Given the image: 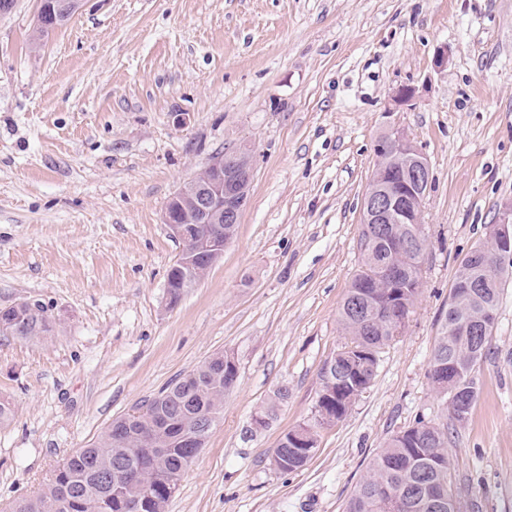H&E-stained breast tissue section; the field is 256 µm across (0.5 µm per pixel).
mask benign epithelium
I'll return each instance as SVG.
<instances>
[{"label": "benign epithelium", "instance_id": "benign-epithelium-1", "mask_svg": "<svg viewBox=\"0 0 512 512\" xmlns=\"http://www.w3.org/2000/svg\"><path fill=\"white\" fill-rule=\"evenodd\" d=\"M400 152L410 156L413 171L406 175L405 188L417 199L423 198L424 178L429 173V163L406 134L393 128L376 147V164L385 155ZM249 151L235 149L224 152L203 168L191 181L180 187L169 199L163 223L173 238L188 246L178 256L173 268L189 270L185 281L204 277L224 255V225L238 223L246 202L252 178L251 164L247 163ZM399 198L386 190L365 198L363 223L365 224H412V235L421 240V213L417 207L398 206ZM489 234L496 237L498 251L493 265L512 263V203L504 205L498 213Z\"/></svg>", "mask_w": 512, "mask_h": 512}]
</instances>
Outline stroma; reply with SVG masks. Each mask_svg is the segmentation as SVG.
Instances as JSON below:
<instances>
[{"label": "stroma", "mask_w": 512, "mask_h": 512, "mask_svg": "<svg viewBox=\"0 0 512 512\" xmlns=\"http://www.w3.org/2000/svg\"><path fill=\"white\" fill-rule=\"evenodd\" d=\"M36 10L0 14V309L37 300L55 325L37 342L0 336L14 408L0 512L219 351L238 379L169 512H344L385 441L421 419L448 427L461 512H512V284L464 424H448L428 378L458 263L512 203V0H85L37 43ZM402 86L413 96L398 104ZM392 127L429 163L421 293L370 388L284 474L272 450L312 423L344 342L338 311ZM243 144L253 177L235 236L167 306L179 245L165 206Z\"/></svg>", "instance_id": "1"}]
</instances>
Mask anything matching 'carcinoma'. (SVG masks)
I'll use <instances>...</instances> for the list:
<instances>
[{
  "instance_id": "carcinoma-1",
  "label": "carcinoma",
  "mask_w": 512,
  "mask_h": 512,
  "mask_svg": "<svg viewBox=\"0 0 512 512\" xmlns=\"http://www.w3.org/2000/svg\"><path fill=\"white\" fill-rule=\"evenodd\" d=\"M407 158L392 155L383 163L382 183L400 179ZM412 224H395L387 234L377 225L365 224L360 237L361 266L339 309L345 342L331 361L349 369L367 389L376 377L381 350L392 341L380 323L392 307L410 314L420 295L422 270L418 258L404 249ZM512 268L499 267L487 274L481 262H460L450 291L448 311L437 337L430 367L442 366L443 375L429 372L431 383L444 398L453 393L477 392L475 373L485 356L496 311ZM54 322L47 308L17 311L0 309V329L14 338L31 341L48 335ZM211 366L200 364L189 376L172 380L157 393L153 415L142 424L112 422L105 434L87 448H78L57 467L41 492L16 501L10 512H167L172 499L170 483L181 480L198 456L183 441L181 432L202 421L215 422L224 407V393L234 387L238 370L216 373L224 353L210 357ZM353 402L336 388L331 406L325 407L331 426L347 415ZM316 448H298L283 435L272 465L282 473L303 467ZM124 470L112 485V469ZM452 459L448 452V428L419 420L391 436L373 457L366 475L352 491L346 512H392L373 497L387 486L407 501L403 512H448L436 501L440 487L451 490L448 477Z\"/></svg>"
}]
</instances>
